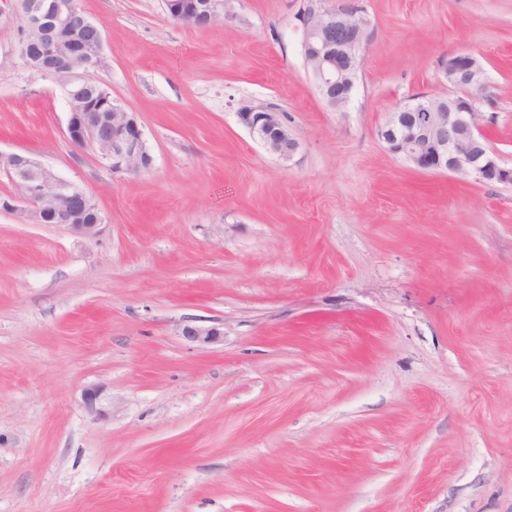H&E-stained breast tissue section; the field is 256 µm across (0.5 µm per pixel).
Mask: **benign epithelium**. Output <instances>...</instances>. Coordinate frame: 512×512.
Instances as JSON below:
<instances>
[{
  "label": "benign epithelium",
  "instance_id": "1",
  "mask_svg": "<svg viewBox=\"0 0 512 512\" xmlns=\"http://www.w3.org/2000/svg\"><path fill=\"white\" fill-rule=\"evenodd\" d=\"M229 0H164L167 15L187 27H205L218 19H234L227 9ZM3 5L17 14H27L28 25L44 29L40 4L30 11L21 0H3ZM76 8L73 0L52 3L53 28L69 27ZM97 35V55L93 60L71 63L63 76L54 78L64 91L67 103L65 136L76 147L91 146L112 163L115 173L139 172L152 165L153 157L143 130L134 113L119 103L112 104L106 119L92 112L74 109L77 88L86 82L85 74L100 69L103 63L104 26L86 19ZM303 56L317 87L333 109H342L350 101L367 41L364 16L353 9L341 10L321 5L315 17L303 22ZM443 77L452 87L462 86L457 97L419 94L389 114L380 130L388 149L414 167L433 173H449L461 180L477 183L512 184V168L500 162L490 148L486 133L485 112L495 95L490 89L481 62L473 55L457 52L443 56L439 62ZM239 121L256 136L265 148L281 160H289L299 142L283 113L273 105H248L237 112ZM0 168L19 174L20 203L5 201L1 207L24 217L30 224L63 226L74 234L92 239L106 222L97 211L95 222L81 224L76 218L93 205V195L80 185L59 177L40 160L19 153L0 152ZM183 334L200 344L221 341L224 332L216 325L187 326Z\"/></svg>",
  "mask_w": 512,
  "mask_h": 512
}]
</instances>
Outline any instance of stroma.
<instances>
[{"mask_svg": "<svg viewBox=\"0 0 512 512\" xmlns=\"http://www.w3.org/2000/svg\"><path fill=\"white\" fill-rule=\"evenodd\" d=\"M369 21L343 111L302 55L308 0H76L96 76L153 162L65 138L63 90L0 15V150L84 187L94 239L0 209V512H512V185L419 170L378 135L468 52L512 167V0H332ZM273 104L290 160L240 124ZM215 322L200 345L187 325ZM99 391L95 409L86 389ZM229 0H164L167 15L187 27H205L218 19L231 22L234 15L227 9ZM184 336L200 344H215L221 341L224 332L216 325L199 324L187 326L183 329Z\"/></svg>", "mask_w": 512, "mask_h": 512, "instance_id": "1", "label": "stroma"}]
</instances>
